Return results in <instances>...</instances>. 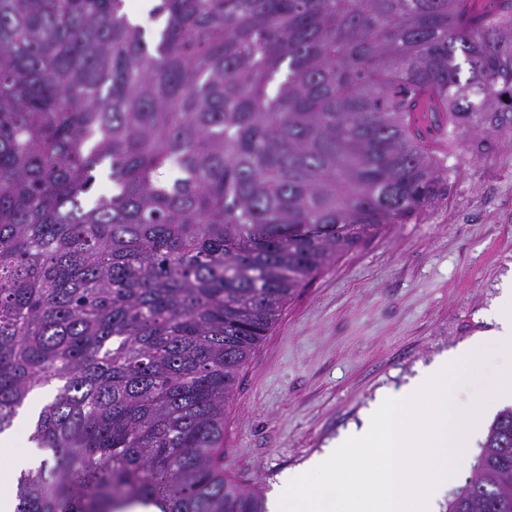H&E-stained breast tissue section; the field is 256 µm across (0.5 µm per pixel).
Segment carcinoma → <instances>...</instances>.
Here are the masks:
<instances>
[{
    "instance_id": "1",
    "label": "carcinoma",
    "mask_w": 512,
    "mask_h": 512,
    "mask_svg": "<svg viewBox=\"0 0 512 512\" xmlns=\"http://www.w3.org/2000/svg\"><path fill=\"white\" fill-rule=\"evenodd\" d=\"M0 0V432L56 387L16 512H267L224 413L336 256L512 134V0ZM178 173L172 179L161 175ZM112 191L88 202L96 178ZM447 512H512V407ZM434 103L426 94H421L417 99V105L414 109V120L416 124L422 128L430 126L432 128V136L436 143L440 146L442 139L441 128L434 129L430 121V113L434 110Z\"/></svg>"
}]
</instances>
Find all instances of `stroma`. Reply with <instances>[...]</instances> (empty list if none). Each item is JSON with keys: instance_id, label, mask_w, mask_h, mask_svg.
<instances>
[{"instance_id": "35a3bbf8", "label": "stroma", "mask_w": 512, "mask_h": 512, "mask_svg": "<svg viewBox=\"0 0 512 512\" xmlns=\"http://www.w3.org/2000/svg\"><path fill=\"white\" fill-rule=\"evenodd\" d=\"M447 203L365 238L283 307L224 414V473L269 492L375 402L492 336L512 278V137L461 143Z\"/></svg>"}]
</instances>
